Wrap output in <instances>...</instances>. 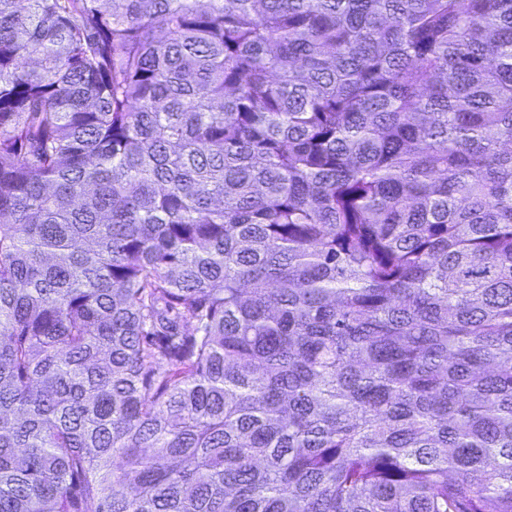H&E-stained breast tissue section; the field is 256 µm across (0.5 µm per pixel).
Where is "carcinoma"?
Returning a JSON list of instances; mask_svg holds the SVG:
<instances>
[{
	"label": "carcinoma",
	"instance_id": "cac0c4a2",
	"mask_svg": "<svg viewBox=\"0 0 512 512\" xmlns=\"http://www.w3.org/2000/svg\"><path fill=\"white\" fill-rule=\"evenodd\" d=\"M0 512H512V0H0Z\"/></svg>",
	"mask_w": 512,
	"mask_h": 512
}]
</instances>
